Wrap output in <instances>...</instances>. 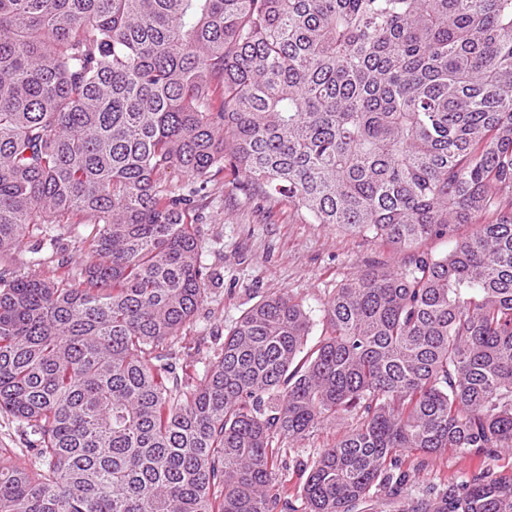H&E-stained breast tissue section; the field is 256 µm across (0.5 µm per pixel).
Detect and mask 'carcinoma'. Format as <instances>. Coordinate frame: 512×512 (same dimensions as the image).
Listing matches in <instances>:
<instances>
[{"label":"carcinoma","mask_w":512,"mask_h":512,"mask_svg":"<svg viewBox=\"0 0 512 512\" xmlns=\"http://www.w3.org/2000/svg\"><path fill=\"white\" fill-rule=\"evenodd\" d=\"M226 169L402 258L336 288L312 345L261 298L190 375ZM32 234L49 275L10 266ZM0 412L36 436L0 455V512H297L284 442L343 415L302 512L512 448V0H0ZM398 512H512V483Z\"/></svg>","instance_id":"obj_1"}]
</instances>
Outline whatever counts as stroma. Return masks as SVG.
<instances>
[{"label":"stroma","mask_w":512,"mask_h":512,"mask_svg":"<svg viewBox=\"0 0 512 512\" xmlns=\"http://www.w3.org/2000/svg\"><path fill=\"white\" fill-rule=\"evenodd\" d=\"M198 231L210 284L187 331L190 342L227 334L261 297L281 292L309 312L310 339L318 341L323 307L336 286L374 262L392 265L400 258L392 247L332 224L310 223L287 201L263 200L229 181L212 190ZM350 426V419L337 420L290 447V497L301 494L296 462L312 459ZM480 473L512 481V451L496 448L480 455L448 451L427 467L412 471L408 491L413 497L435 498Z\"/></svg>","instance_id":"obj_1"}]
</instances>
